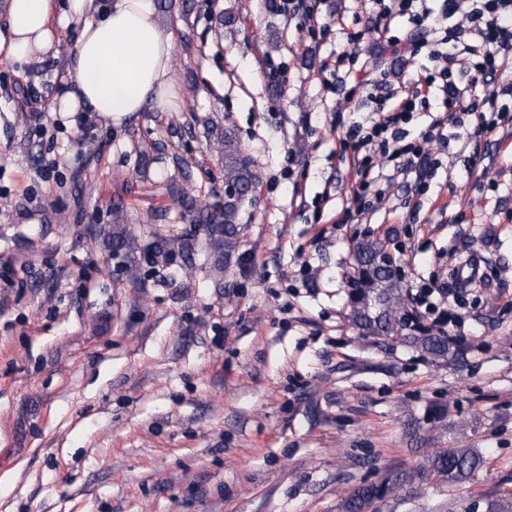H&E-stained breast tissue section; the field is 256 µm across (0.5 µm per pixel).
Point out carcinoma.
Listing matches in <instances>:
<instances>
[{"label":"carcinoma","instance_id":"obj_1","mask_svg":"<svg viewBox=\"0 0 512 512\" xmlns=\"http://www.w3.org/2000/svg\"><path fill=\"white\" fill-rule=\"evenodd\" d=\"M224 152V179L233 183L236 192L226 195L219 204L202 205L196 197L181 190L177 202L182 215H191L204 231L207 259L217 272L238 248L242 230L241 213L253 195L256 177L249 162L241 155L233 130L226 128L217 135ZM112 225H100L94 233L103 239L113 254L131 256L139 251L138 240L120 224V212ZM152 248L156 256H176L185 266L195 263L197 241L189 234L168 233L154 236ZM353 274L350 278L348 303L354 324L369 335L400 340L418 348L433 360L457 359L463 356L460 345L407 323L403 288L396 277V266L384 242L362 240L353 251ZM485 460L475 448H441L428 455L413 469H395L384 473L376 482L354 489L341 503V512H373L376 504L387 499L396 489L412 486L427 475L452 488L468 481L482 468Z\"/></svg>","mask_w":512,"mask_h":512}]
</instances>
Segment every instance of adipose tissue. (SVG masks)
<instances>
[{"instance_id": "ef3b65f1", "label": "adipose tissue", "mask_w": 512, "mask_h": 512, "mask_svg": "<svg viewBox=\"0 0 512 512\" xmlns=\"http://www.w3.org/2000/svg\"><path fill=\"white\" fill-rule=\"evenodd\" d=\"M0 54L22 63L57 54L56 27H81L70 51L69 85L53 111L92 112L112 123L153 105L175 106L171 34L154 0H9Z\"/></svg>"}]
</instances>
